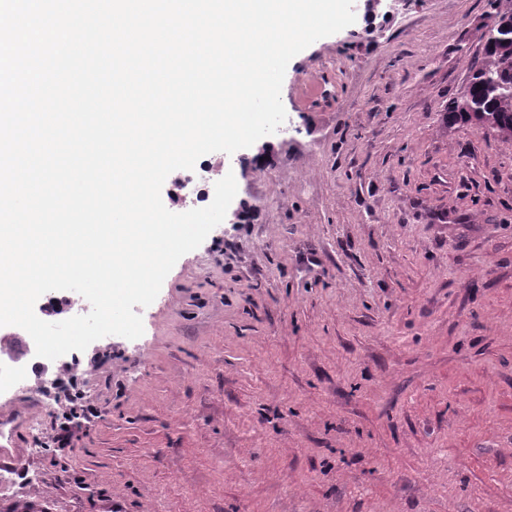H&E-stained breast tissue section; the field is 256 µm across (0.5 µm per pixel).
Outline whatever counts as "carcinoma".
Here are the masks:
<instances>
[{
	"mask_svg": "<svg viewBox=\"0 0 512 512\" xmlns=\"http://www.w3.org/2000/svg\"><path fill=\"white\" fill-rule=\"evenodd\" d=\"M493 14L479 62L461 97L446 109L450 125L471 124L512 143V0H491Z\"/></svg>",
	"mask_w": 512,
	"mask_h": 512,
	"instance_id": "1",
	"label": "carcinoma"
}]
</instances>
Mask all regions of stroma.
<instances>
[{
  "label": "stroma",
  "instance_id": "stroma-1",
  "mask_svg": "<svg viewBox=\"0 0 512 512\" xmlns=\"http://www.w3.org/2000/svg\"><path fill=\"white\" fill-rule=\"evenodd\" d=\"M490 11L412 0L377 35L359 9L290 61L285 137L227 158L236 223L141 337L49 362L0 512H512V151L443 121ZM73 384L99 416L57 448Z\"/></svg>",
  "mask_w": 512,
  "mask_h": 512
}]
</instances>
